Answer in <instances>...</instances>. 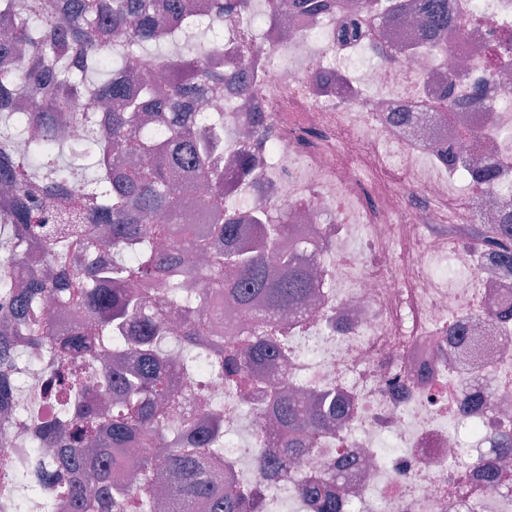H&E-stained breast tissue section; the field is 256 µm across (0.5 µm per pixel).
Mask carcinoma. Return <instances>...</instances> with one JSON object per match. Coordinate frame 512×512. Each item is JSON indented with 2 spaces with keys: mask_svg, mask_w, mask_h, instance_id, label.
I'll return each instance as SVG.
<instances>
[{
  "mask_svg": "<svg viewBox=\"0 0 512 512\" xmlns=\"http://www.w3.org/2000/svg\"><path fill=\"white\" fill-rule=\"evenodd\" d=\"M258 3L273 22L298 7L296 0H211L209 19L200 24L187 0H0L6 29L0 58L24 53L22 72L0 66V185L15 197L0 218V310L23 325L26 344L51 355L47 366L37 367L9 332L0 335V411L29 424L43 396L59 401L54 419L31 432L37 465H6L5 449L14 444L0 432V467L27 492L13 495L12 512H30L43 489L72 512H142L162 472L174 478L168 512H191L197 500L208 502L210 512L271 510L250 480L234 489L215 477L209 452L224 440L166 438L162 426L180 405L177 375L196 378L210 369L193 354L175 367L166 345L194 352L208 342L211 328L194 319L172 341L158 307L160 295L180 302L197 280L207 279L214 299L230 296L244 308L247 339L225 337L224 358L215 362L232 397L263 390L262 364L299 354L276 323L310 293L309 269L283 245L288 218L264 208L243 215L233 206H212L210 195L224 194V154L216 149L224 118L195 111L199 98L224 90V81L235 85L253 109L252 143L236 168L254 177L253 186H263L262 147L272 123L249 58L269 46L248 38ZM359 9L394 23L408 3L362 0ZM418 10L419 38L443 45L448 0H421ZM168 29L176 30L168 39L173 50L150 54L152 70L145 71L146 46L162 42ZM226 35L240 43L228 73L216 61ZM91 93L116 102L102 121L71 111L74 98ZM482 104L476 91L466 103L448 95L437 108ZM73 121L83 122L85 139L72 154L97 157L91 176L73 164L60 166L58 149L66 143L56 130ZM136 154L144 164L133 162ZM511 167L490 156L482 172L497 177ZM164 211L173 214L176 232L152 223ZM246 221L255 231L251 241L243 240ZM190 247L205 252L209 264L186 262ZM271 255L283 269L279 275L269 271ZM47 298L85 309L88 320L60 326L43 305ZM98 337L135 350L138 365L103 370L91 386L86 376L98 358ZM264 395L265 409L278 422L276 452L245 449L255 453L261 471L294 464L299 449L314 446L341 413L342 400L332 389L307 405L277 389ZM159 444L165 453L146 454L136 467L137 490L112 482L110 472L125 466L122 449ZM43 448L66 449L62 463L47 465ZM340 484L341 470L333 465L302 484L300 494L316 502V512H339Z\"/></svg>",
  "mask_w": 512,
  "mask_h": 512,
  "instance_id": "carcinoma-1",
  "label": "carcinoma"
}]
</instances>
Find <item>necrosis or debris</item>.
<instances>
[{
    "mask_svg": "<svg viewBox=\"0 0 512 512\" xmlns=\"http://www.w3.org/2000/svg\"><path fill=\"white\" fill-rule=\"evenodd\" d=\"M355 2L288 15L287 38L255 66L278 130L267 205L287 206L290 236L307 242L300 259L315 272L300 314L278 318L287 335L312 340L315 356L260 374L267 386L308 395L336 387L352 407L262 494L280 512H311L299 486L340 461L342 512H512V491H492L483 478L490 467L512 475V453L493 446L497 432L512 431V325L494 318L512 304V268L491 259L499 215L512 208V174H476L487 155L512 160V68L489 54L512 29V0H448L447 48L413 50L396 65L384 57L413 39L418 11L381 25L355 16ZM353 16L354 42L337 45V26ZM320 71L350 78L358 95L309 89L308 75ZM452 74L456 96L482 86L485 108L435 109ZM201 109L223 112V151L237 154L249 113L226 94ZM177 388L171 422L201 432L223 422L225 463L252 477L235 434L247 423L251 447L269 448L261 395L229 398L214 375Z\"/></svg>",
    "mask_w": 512,
    "mask_h": 512,
    "instance_id": "necrosis-or-debris-1",
    "label": "necrosis or debris"
}]
</instances>
